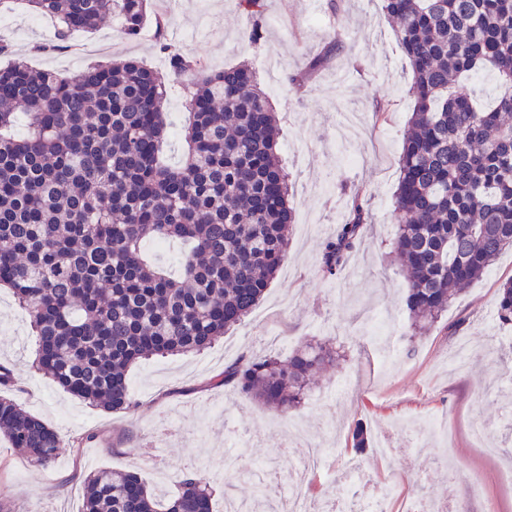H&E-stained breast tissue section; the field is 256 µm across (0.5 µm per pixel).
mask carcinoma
Wrapping results in <instances>:
<instances>
[{
  "label": "carcinoma",
  "instance_id": "cac0c4a2",
  "mask_svg": "<svg viewBox=\"0 0 512 512\" xmlns=\"http://www.w3.org/2000/svg\"><path fill=\"white\" fill-rule=\"evenodd\" d=\"M55 21V43L113 15L140 36L147 0H28ZM412 70L414 100L393 195L394 252L408 272L411 326H434L465 287L512 247V0H382ZM167 52V75L192 77L181 163L163 160L168 127L162 76L133 59L94 64L71 79L13 63L0 69V287L26 310L39 347L36 369L109 412L132 408L131 367L151 356L198 352L250 314L287 257L294 213L276 151V120L245 64L214 69ZM341 50L330 42L306 74ZM488 71L500 93L478 105L455 90ZM27 132H14L16 115ZM368 212L355 203L323 246L332 277L362 238ZM149 239L178 240L180 274L148 259ZM512 323V279L496 298ZM332 352L308 344L288 360L243 357L214 382L266 406L299 405ZM0 435L46 466L58 433L0 396ZM353 451L370 445L359 422ZM252 499L267 486L241 469ZM197 470L163 502L137 474L100 469L82 512H212Z\"/></svg>",
  "mask_w": 512,
  "mask_h": 512
}]
</instances>
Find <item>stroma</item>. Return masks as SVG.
<instances>
[{"mask_svg":"<svg viewBox=\"0 0 512 512\" xmlns=\"http://www.w3.org/2000/svg\"><path fill=\"white\" fill-rule=\"evenodd\" d=\"M150 21L128 40L105 18L72 41L84 54L33 53L54 40V26L24 0L0 11V39L20 58L60 77L91 62L134 58L162 71L154 16L168 19L172 49L214 68L245 63L260 75L277 118V154L292 184L295 223L288 255L249 316L212 347L177 357L142 360L130 374L131 411H103L56 386L33 366L36 338L12 292L0 288V366L14 381L5 396L60 435L49 465L30 462L0 439V512H81L86 479L102 468L138 473L164 499L177 493L182 471L198 467L211 482L213 512L225 497L246 498L247 484L225 474L262 464L288 485L295 464L321 451L323 467L305 476L316 496L349 512L387 476H395L390 512L405 503L454 492L459 512H512V324L501 323L496 298L512 278L504 251L457 296L436 327L413 336L405 307L407 280L392 251L397 227L392 195L414 102L412 72L395 25L380 0H261L263 38L251 44L240 0H150ZM344 48L310 75L304 88L288 77L305 71L329 42ZM389 116L377 121L378 102ZM361 191L370 222L348 263L324 277L320 254ZM330 341L342 358L320 377L302 405L279 412L209 378L244 356L288 358L309 342ZM178 431L162 436V420ZM363 423L372 438L388 437L394 452L367 449L356 472L340 452Z\"/></svg>","mask_w":512,"mask_h":512,"instance_id":"1","label":"stroma"}]
</instances>
